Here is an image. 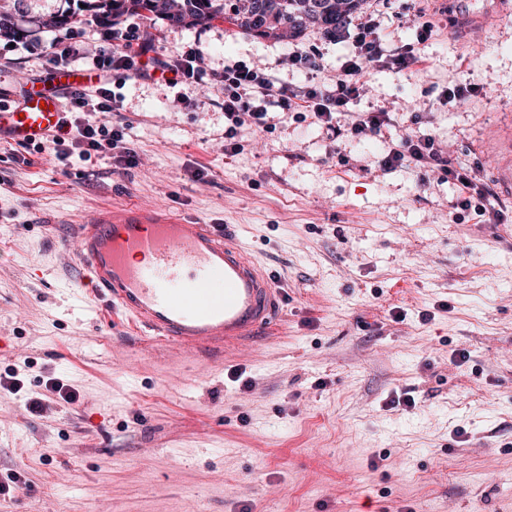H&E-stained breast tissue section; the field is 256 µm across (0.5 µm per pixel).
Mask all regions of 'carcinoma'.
Here are the masks:
<instances>
[{"instance_id": "obj_1", "label": "carcinoma", "mask_w": 512, "mask_h": 512, "mask_svg": "<svg viewBox=\"0 0 512 512\" xmlns=\"http://www.w3.org/2000/svg\"><path fill=\"white\" fill-rule=\"evenodd\" d=\"M105 11L104 18L116 24L129 8L146 11L154 18L175 25H198L229 16L242 31L262 38L300 39L317 30L336 39L342 37L351 17L364 9L366 0H82ZM40 28L63 29L70 15L54 13L33 17Z\"/></svg>"}]
</instances>
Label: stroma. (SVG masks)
Here are the masks:
<instances>
[{
	"label": "stroma",
	"instance_id": "1",
	"mask_svg": "<svg viewBox=\"0 0 512 512\" xmlns=\"http://www.w3.org/2000/svg\"><path fill=\"white\" fill-rule=\"evenodd\" d=\"M505 3L475 41L466 18L484 0H367L344 38L300 41L321 57L312 74L283 65L286 42L225 20L144 19L153 56L191 46L207 73L177 90L105 76L124 96L109 119L136 165H61L0 143V481L17 471L31 484L0 512H512V198L481 144L512 121ZM367 21L389 47L433 27L422 69L375 68L338 116L392 109L382 137L338 138L277 109L272 132L242 131L225 157L214 76L226 62H258L293 87L328 81ZM33 31L0 69L1 100L52 66L54 31ZM468 84L471 96L444 103ZM416 112L455 166L476 168L505 223L459 207L438 175L380 167ZM120 204L227 230L284 283L278 336L192 354L88 300L75 226ZM404 395L413 405L393 406ZM40 396L47 409L30 412Z\"/></svg>",
	"mask_w": 512,
	"mask_h": 512
}]
</instances>
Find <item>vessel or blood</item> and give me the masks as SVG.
Instances as JSON below:
<instances>
[{
    "mask_svg": "<svg viewBox=\"0 0 512 512\" xmlns=\"http://www.w3.org/2000/svg\"><path fill=\"white\" fill-rule=\"evenodd\" d=\"M94 74L61 68L30 81L0 107V139L40 142L62 124V92L94 83ZM495 148L494 179L512 195V129L486 134ZM78 261L107 307L121 311L140 335L186 352L214 353L271 332L284 290L257 259L210 225L180 214L126 205L93 212L79 226Z\"/></svg>",
    "mask_w": 512,
    "mask_h": 512,
    "instance_id": "obj_1",
    "label": "vessel or blood"
}]
</instances>
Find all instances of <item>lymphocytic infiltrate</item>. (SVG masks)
<instances>
[{"label": "lymphocytic infiltrate", "mask_w": 512, "mask_h": 512, "mask_svg": "<svg viewBox=\"0 0 512 512\" xmlns=\"http://www.w3.org/2000/svg\"><path fill=\"white\" fill-rule=\"evenodd\" d=\"M431 35V25L419 23L415 42L389 51L374 26L363 27L332 82H313L298 89L277 80L257 64L243 61L226 64L218 76L224 87L225 155H237L241 129H269L270 110L274 107L300 117L310 116L316 124L334 128L337 114L364 92L371 68L386 62L400 71L413 69L422 63L420 46ZM108 36L113 46L107 51L89 49L67 37L57 38L53 60L62 68L77 65L96 71H119L128 77L141 75L143 59L150 51L151 36L135 26L109 29ZM158 66L168 73L167 84L174 88L196 81L204 69V58L189 48L159 60ZM120 102V95L104 88L92 92L72 91L64 128L61 134L48 141L56 159L63 161L76 153L83 158L109 155L119 162L134 163V156L123 145L122 126L97 119L98 113L119 110ZM380 164L386 169L412 167L425 173H441L459 186L464 194L463 206H475L486 223L502 221L498 211L486 206L488 191L475 170L454 166L433 134L419 132L403 136L389 146Z\"/></svg>", "instance_id": "1"}]
</instances>
